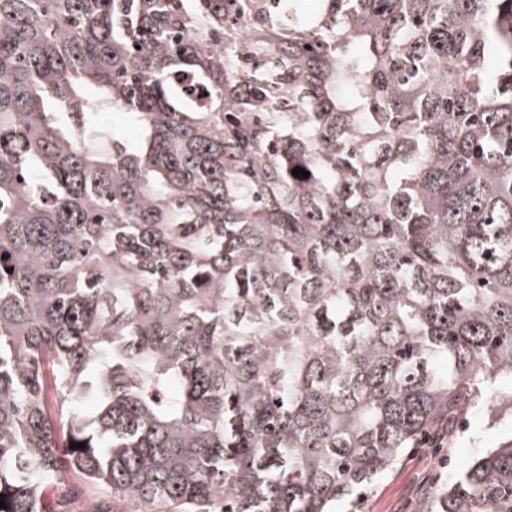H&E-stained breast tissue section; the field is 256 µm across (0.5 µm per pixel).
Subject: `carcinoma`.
Segmentation results:
<instances>
[{"label":"carcinoma","instance_id":"cac0c4a2","mask_svg":"<svg viewBox=\"0 0 512 512\" xmlns=\"http://www.w3.org/2000/svg\"><path fill=\"white\" fill-rule=\"evenodd\" d=\"M300 2L0 0V512H336L512 408V0ZM83 499L103 507L105 511L127 512L131 505L121 498H112V491L105 486H91L83 491Z\"/></svg>","mask_w":512,"mask_h":512}]
</instances>
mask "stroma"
Instances as JSON below:
<instances>
[{"label":"stroma","instance_id":"stroma-1","mask_svg":"<svg viewBox=\"0 0 512 512\" xmlns=\"http://www.w3.org/2000/svg\"><path fill=\"white\" fill-rule=\"evenodd\" d=\"M432 442L410 449L391 471L350 500L340 512H422L436 491L465 471L501 437L498 422L477 408L453 425L436 426Z\"/></svg>","mask_w":512,"mask_h":512}]
</instances>
